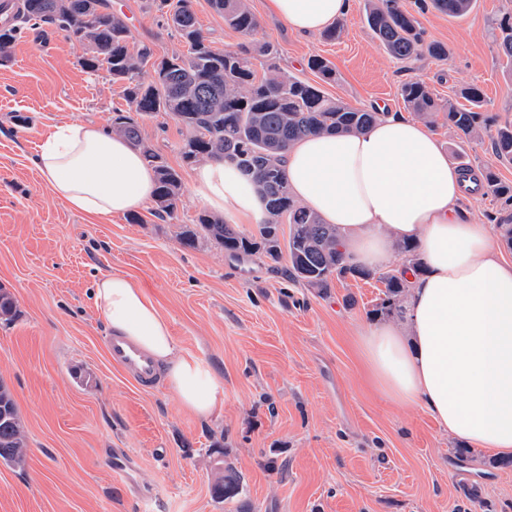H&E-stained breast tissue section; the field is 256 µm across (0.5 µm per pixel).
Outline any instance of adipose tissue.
Returning a JSON list of instances; mask_svg holds the SVG:
<instances>
[{
  "label": "adipose tissue",
  "instance_id": "ef3b65f1",
  "mask_svg": "<svg viewBox=\"0 0 512 512\" xmlns=\"http://www.w3.org/2000/svg\"><path fill=\"white\" fill-rule=\"evenodd\" d=\"M290 30L314 34L350 9V0H269ZM37 167L74 212L122 215L154 198L155 174L122 136L76 120L55 124ZM282 168L293 195L334 225L350 263L376 269L395 243L415 245L426 269L406 270L403 324H373L359 343L375 386L404 405L424 406L467 445L512 454V264L499 259L489 227L466 221L465 197L486 187L449 164L431 130L390 114L367 130L316 134L291 145ZM199 199L226 218L260 225L261 197L238 171L211 161L195 172ZM94 296L112 333L129 338L165 373L184 410L210 417L223 403L217 373L181 353L170 324L144 290L105 274Z\"/></svg>",
  "mask_w": 512,
  "mask_h": 512
}]
</instances>
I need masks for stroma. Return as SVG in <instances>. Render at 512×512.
<instances>
[{"label": "stroma", "instance_id": "obj_1", "mask_svg": "<svg viewBox=\"0 0 512 512\" xmlns=\"http://www.w3.org/2000/svg\"><path fill=\"white\" fill-rule=\"evenodd\" d=\"M109 2L132 46H149L154 62L186 53L146 0ZM398 5L426 41L447 49L446 60L392 57L368 27L366 0H351L333 40L288 30L266 0H249L259 28L248 39L209 0H193L214 47L273 43L281 71L352 106L383 103L405 115L406 81L423 82L442 105L474 86L490 125L512 124V68L495 45L512 0H473L461 17L419 9L418 0ZM83 53L54 27L27 24L0 60V286L17 306L13 322H0V379L29 441L25 470L0 464V512H512V466L493 465V453L478 448L459 461L460 442L424 408L373 388L357 341L379 319L381 282L336 279L322 292L288 279L287 259L232 256L205 237L183 245L207 207L181 157L188 132L172 116L140 123L143 139L181 174L172 215L157 218L150 205L134 223L125 214L91 219L53 195L35 165L52 125L107 127L125 105L106 72L80 66ZM313 56L330 63L334 81L308 69ZM433 132L450 164L512 184V164L495 158L489 137L467 140L441 123ZM462 209L470 223L491 226L497 252L512 261V243L496 227L512 219V206L485 195ZM107 273L137 280L182 352L216 371L224 404L212 416L182 411L163 380L143 390L112 366L94 296ZM121 448L134 465L116 475L110 463ZM221 470L240 478L237 498L214 497Z\"/></svg>", "mask_w": 512, "mask_h": 512}]
</instances>
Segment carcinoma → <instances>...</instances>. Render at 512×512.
I'll return each mask as SVG.
<instances>
[{"instance_id":"carcinoma-1","label":"carcinoma","mask_w":512,"mask_h":512,"mask_svg":"<svg viewBox=\"0 0 512 512\" xmlns=\"http://www.w3.org/2000/svg\"><path fill=\"white\" fill-rule=\"evenodd\" d=\"M212 8L224 15V22L245 36H252L258 21L247 0H210ZM473 0H431V6L452 17L466 14ZM151 6L166 16L168 25L188 45L185 55H173L152 64L154 75L142 80L143 68L152 56L150 48L130 47L131 31L124 18L112 12L105 0H21L14 4V16L23 23L53 25L86 47L80 65L89 72L103 70L112 82L123 86L127 108L115 109L112 132L138 146L156 174V214L171 215L181 195V175L141 137L139 120L157 112L172 115L187 128L181 155L187 164L212 159L227 160L244 175L266 201L268 219L260 225L259 246L267 257L277 260L287 248L288 277L320 291L333 279H373L384 284L378 311L391 313L407 296L402 273L375 272L347 263L336 229L301 206L293 197L281 166V155L291 143L318 132L356 133L385 116L328 97L319 87L286 76L273 63L277 50L264 42L252 47L220 50L211 45L201 30L192 0H152ZM367 23L373 35L393 57L411 61L423 54L434 58L448 55L437 43L427 44L416 18L402 11L397 0H368ZM496 44L507 63L512 64V18L500 21ZM20 27L0 28V56L15 42ZM272 63L257 78L251 54ZM309 68L322 81L335 80V72L322 58L309 61ZM461 96L469 107L448 104L438 107L427 87L418 81L401 86L403 102L418 114L435 119L443 116L459 136L475 138L486 130L479 108V89L467 87ZM491 145L499 160L512 162V125L496 128ZM489 193L512 203V185L492 174L485 175ZM288 221L286 246H281V224ZM199 228L205 237L230 252L255 250L224 221L202 214ZM16 314L12 295L0 287V321L10 322ZM28 437L12 391L0 379V463L14 470L27 466ZM214 494L226 500L240 492V481L231 474L213 486Z\"/></svg>"}]
</instances>
